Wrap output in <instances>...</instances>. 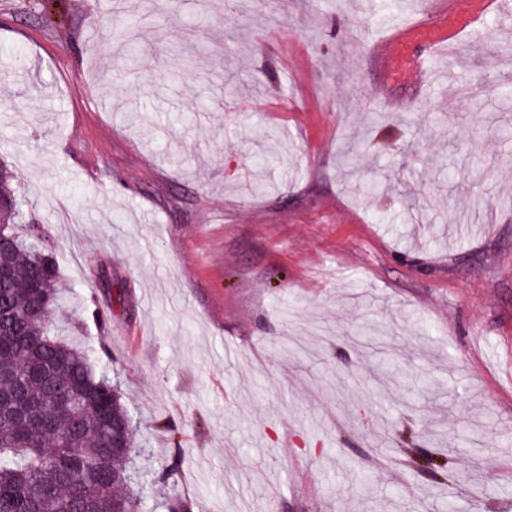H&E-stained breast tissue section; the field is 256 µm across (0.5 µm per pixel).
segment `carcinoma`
<instances>
[{
    "label": "carcinoma",
    "mask_w": 512,
    "mask_h": 512,
    "mask_svg": "<svg viewBox=\"0 0 512 512\" xmlns=\"http://www.w3.org/2000/svg\"><path fill=\"white\" fill-rule=\"evenodd\" d=\"M277 140L257 156L271 166ZM13 173L0 166V512H142L128 463L140 453L128 429L112 453V426L130 415L118 389L83 350L56 336L58 271L39 224L20 233Z\"/></svg>",
    "instance_id": "cac0c4a2"
}]
</instances>
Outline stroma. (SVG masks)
I'll list each match as a JSON object with an SVG mask.
<instances>
[{
	"instance_id": "35a3bbf8",
	"label": "stroma",
	"mask_w": 512,
	"mask_h": 512,
	"mask_svg": "<svg viewBox=\"0 0 512 512\" xmlns=\"http://www.w3.org/2000/svg\"><path fill=\"white\" fill-rule=\"evenodd\" d=\"M148 6L162 42L114 79L112 11ZM508 88L495 0H0V160L64 336L118 387L136 469L182 460L146 512H446L414 469L436 448L461 512H512ZM367 317L399 378L348 338Z\"/></svg>"
}]
</instances>
